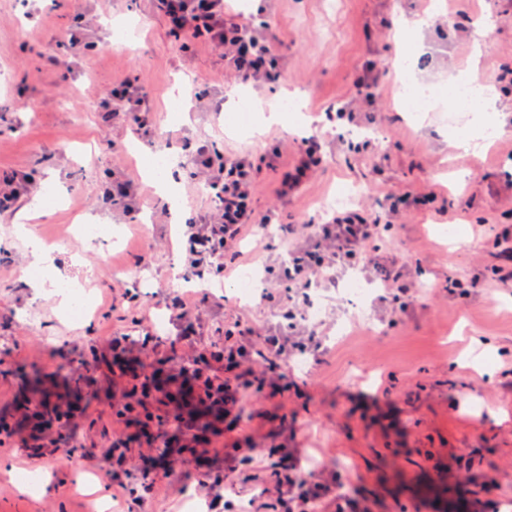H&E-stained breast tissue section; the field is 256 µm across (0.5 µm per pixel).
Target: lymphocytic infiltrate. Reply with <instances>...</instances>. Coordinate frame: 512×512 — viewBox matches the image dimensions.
Masks as SVG:
<instances>
[{
    "label": "lymphocytic infiltrate",
    "mask_w": 512,
    "mask_h": 512,
    "mask_svg": "<svg viewBox=\"0 0 512 512\" xmlns=\"http://www.w3.org/2000/svg\"><path fill=\"white\" fill-rule=\"evenodd\" d=\"M155 5L175 36L222 48L225 68L241 83L260 85L279 79L278 52L266 27L240 21L228 0H155ZM195 154L199 174L217 192V205L203 218L188 222V252L196 261L221 258L220 270L225 273L230 265L241 262L240 245L245 237L258 236L260 227L274 223L278 216L273 212L261 216L256 211L254 187L259 169L253 158L218 155L207 140L197 143ZM267 166L280 174L278 197L287 198L322 169L321 145L312 137L302 139L289 168H282L276 152L269 156ZM381 235L380 224L364 209L336 212L309 234L304 245L289 249L285 277L294 287L306 288L315 282L335 285L344 272H366L377 263L367 247ZM301 347V342L282 336L257 337L252 327L235 324L224 336V380L215 401L228 414L242 407L240 369L271 357L291 358ZM277 493L287 512H323L330 488L294 475L278 482Z\"/></svg>",
    "instance_id": "f902f5d3"
}]
</instances>
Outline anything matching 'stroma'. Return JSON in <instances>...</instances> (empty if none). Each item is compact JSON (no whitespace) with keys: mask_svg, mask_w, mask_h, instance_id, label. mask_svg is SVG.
<instances>
[{"mask_svg":"<svg viewBox=\"0 0 512 512\" xmlns=\"http://www.w3.org/2000/svg\"><path fill=\"white\" fill-rule=\"evenodd\" d=\"M239 9L270 21L282 45L278 83L239 87L223 50H180L153 0H0V176L17 171L33 184L0 214V512H183L188 496L206 512H283L276 473L291 456L311 481L343 476L367 512H452L460 485L475 512L487 477L499 484L492 501L512 512V285L462 288L506 263L495 237L512 231V89L499 91L497 135L475 151L469 113L416 117L391 68L406 28L424 84L447 87L473 62L489 75L512 70V0H241ZM79 16L96 44L83 54L64 43ZM117 22L128 31L120 44ZM368 60L390 67L380 123L367 128L360 111L355 125L327 132L324 112L357 103L353 73ZM124 81L142 86L154 126L134 133L106 120ZM235 90L246 111H214ZM292 95L303 115L249 133ZM304 131L322 138L325 165L287 203L276 173L260 174L257 211H276L280 223L243 244L262 273L243 300L236 274L216 280L212 265L192 267L144 158L167 142L190 217L214 206L195 176L196 140L289 158ZM116 182L132 184L138 215L121 200L100 208ZM347 186L361 189L355 206L389 225L379 259H398L419 297L401 310L379 287L358 301L323 289L317 356L254 370L240 420L210 418L208 443L161 454L153 437L176 432L178 408L163 390L137 408L139 376L199 368L219 383L225 329L240 320L284 329L286 282L264 274L288 264L282 227L321 220L320 200ZM427 188L433 199L403 203ZM100 212L109 222L97 241L74 233ZM32 240L51 247L48 270L29 268ZM450 279L460 288L446 289ZM73 280L89 289L88 319L61 311L56 287ZM177 295L198 304L192 322L169 311ZM33 372L43 385L23 391ZM236 442L258 448L252 463L241 464ZM35 471L46 480L32 491L23 477Z\"/></svg>","mask_w":512,"mask_h":512,"instance_id":"35a3bbf8","label":"stroma"}]
</instances>
